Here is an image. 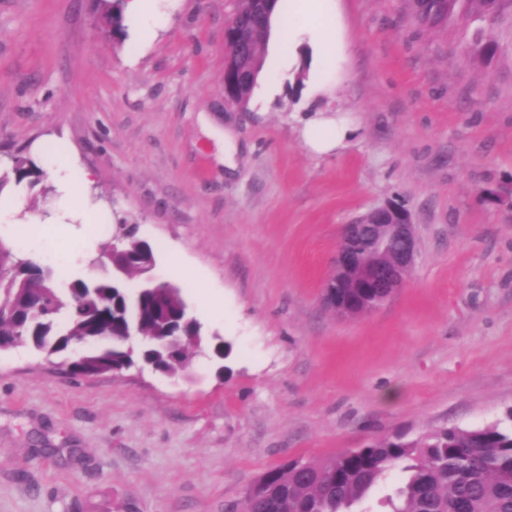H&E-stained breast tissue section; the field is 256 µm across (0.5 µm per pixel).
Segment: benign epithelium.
<instances>
[{"label":"benign epithelium","instance_id":"7a95c632","mask_svg":"<svg viewBox=\"0 0 512 512\" xmlns=\"http://www.w3.org/2000/svg\"><path fill=\"white\" fill-rule=\"evenodd\" d=\"M250 41L243 24L231 20L224 29V95L235 104H245L238 87L251 67ZM371 246V259L364 260L363 242ZM417 254V236L410 211L388 200L350 224L343 234L333 262V273L323 289V299L336 313L357 317V307L374 298L370 309L388 299L410 276Z\"/></svg>","mask_w":512,"mask_h":512}]
</instances>
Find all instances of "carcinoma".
Instances as JSON below:
<instances>
[{
  "instance_id": "cac0c4a2",
  "label": "carcinoma",
  "mask_w": 512,
  "mask_h": 512,
  "mask_svg": "<svg viewBox=\"0 0 512 512\" xmlns=\"http://www.w3.org/2000/svg\"><path fill=\"white\" fill-rule=\"evenodd\" d=\"M417 17L431 25L485 21L486 38L464 47L468 55L483 60L512 50L494 33L504 20L512 24V0H416ZM256 3L240 0L236 16L250 26L251 52L268 37L270 25L254 21ZM107 40L122 34L117 6L106 10ZM11 174L18 185H36L47 171L28 157H11ZM123 242L109 253L112 273L105 277L76 279L66 289L55 283L54 270L0 243V344L21 343L46 357L67 353L70 343L84 339L92 351L70 366L72 372H108L127 362L123 350L106 337L129 325L153 336L178 329L184 336H199L201 328L184 318L180 288L166 283L131 295L126 279L154 262L149 244L133 230L119 226ZM165 370L183 366L187 348L170 353L161 348L142 352ZM507 422L478 428L444 427L413 440L400 434L376 439L362 448L330 459L309 461L304 471L293 463L268 471L264 494H245L247 512H353L391 471L404 478L385 499L388 512H512V409Z\"/></svg>"
}]
</instances>
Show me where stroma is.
Returning a JSON list of instances; mask_svg holds the SVG:
<instances>
[{
	"label": "stroma",
	"instance_id": "1",
	"mask_svg": "<svg viewBox=\"0 0 512 512\" xmlns=\"http://www.w3.org/2000/svg\"><path fill=\"white\" fill-rule=\"evenodd\" d=\"M239 0H158L144 38H103L102 0H0V170L24 154L92 180L89 226L55 224L58 181L7 182L39 263L103 272L110 229L138 227L152 276L176 284L224 359L168 375H72L31 347L0 351V512H226L270 468L324 460L395 432L476 428L512 407V55L464 43L482 21L430 28L410 0H333L341 62L311 37L262 59L273 93L224 100V28ZM355 135L312 152L304 122ZM242 147L218 163L225 133ZM398 197L419 239L402 288L345 317L323 303L343 224Z\"/></svg>",
	"mask_w": 512,
	"mask_h": 512
}]
</instances>
